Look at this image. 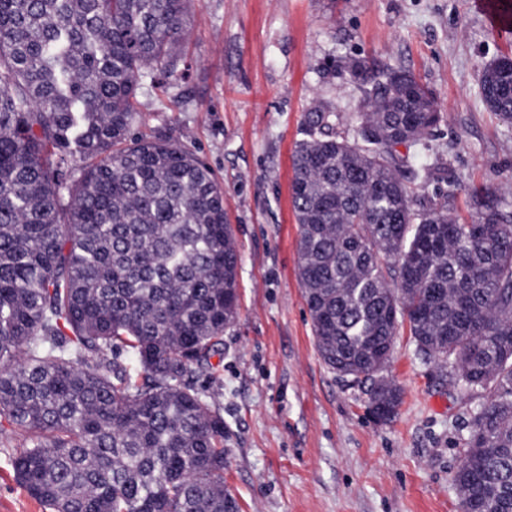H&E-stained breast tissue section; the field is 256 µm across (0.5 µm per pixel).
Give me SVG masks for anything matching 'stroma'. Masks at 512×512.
<instances>
[{
	"mask_svg": "<svg viewBox=\"0 0 512 512\" xmlns=\"http://www.w3.org/2000/svg\"><path fill=\"white\" fill-rule=\"evenodd\" d=\"M512 58L472 0H192L179 60L143 77L135 134L175 142L224 189L239 253V314L224 332V488L240 512H459L454 482L476 399L449 386L400 327L384 374L403 395L395 420L366 413V385L322 362L299 279L289 196L305 112L335 106L354 137L360 92L324 66L353 57L403 68L442 113L419 184L512 187V126L480 96L486 64ZM0 447V512H46Z\"/></svg>",
	"mask_w": 512,
	"mask_h": 512,
	"instance_id": "1",
	"label": "stroma"
}]
</instances>
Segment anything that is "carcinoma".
<instances>
[{
  "instance_id": "carcinoma-1",
  "label": "carcinoma",
  "mask_w": 512,
  "mask_h": 512,
  "mask_svg": "<svg viewBox=\"0 0 512 512\" xmlns=\"http://www.w3.org/2000/svg\"><path fill=\"white\" fill-rule=\"evenodd\" d=\"M190 2L0 0V444L28 434L11 466L49 512H239L218 403L238 300L224 190L132 134L140 77L174 71ZM328 69L364 112L350 141L313 106L292 154L318 352L390 422L401 390L378 375L408 322L424 360L486 393L460 512H512V203L471 186L462 218L457 182L438 200L405 180L441 121L412 72ZM480 94L512 125V59L486 65Z\"/></svg>"
}]
</instances>
